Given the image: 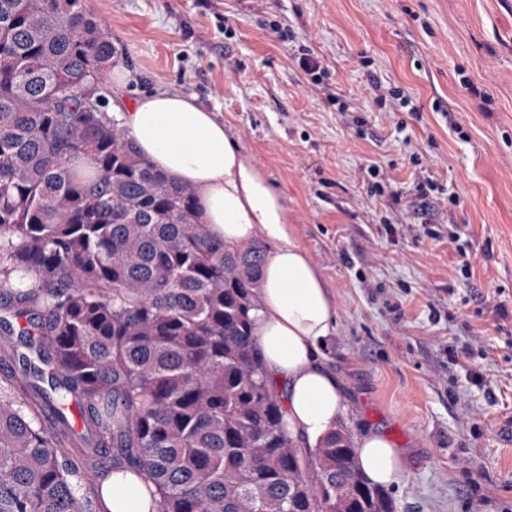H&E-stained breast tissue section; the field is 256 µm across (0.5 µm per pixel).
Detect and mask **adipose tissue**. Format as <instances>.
I'll return each instance as SVG.
<instances>
[{
  "label": "adipose tissue",
  "instance_id": "adipose-tissue-1",
  "mask_svg": "<svg viewBox=\"0 0 512 512\" xmlns=\"http://www.w3.org/2000/svg\"><path fill=\"white\" fill-rule=\"evenodd\" d=\"M119 118L139 153L158 171L191 185L200 219L231 248L271 244L256 307V351L269 378L287 393L286 427L315 445L345 414L335 375L322 361L336 308L325 280L297 242L283 195L246 156L215 112L176 92L140 96ZM358 467L371 484L391 486L403 474L400 449L376 429L356 438ZM153 485L127 471L112 475L107 512H148Z\"/></svg>",
  "mask_w": 512,
  "mask_h": 512
}]
</instances>
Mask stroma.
<instances>
[{"mask_svg": "<svg viewBox=\"0 0 512 512\" xmlns=\"http://www.w3.org/2000/svg\"><path fill=\"white\" fill-rule=\"evenodd\" d=\"M88 5L129 75L107 106L195 98L284 196L342 429L404 451L395 512H512V0Z\"/></svg>", "mask_w": 512, "mask_h": 512, "instance_id": "obj_1", "label": "stroma"}]
</instances>
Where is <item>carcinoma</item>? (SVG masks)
Returning a JSON list of instances; mask_svg holds the SVG:
<instances>
[{
  "instance_id": "obj_1",
  "label": "carcinoma",
  "mask_w": 512,
  "mask_h": 512,
  "mask_svg": "<svg viewBox=\"0 0 512 512\" xmlns=\"http://www.w3.org/2000/svg\"><path fill=\"white\" fill-rule=\"evenodd\" d=\"M116 49L85 0H0V512H102L112 471L155 512H395L351 437L285 430L253 320L266 249L231 250L193 189L81 95Z\"/></svg>"
}]
</instances>
